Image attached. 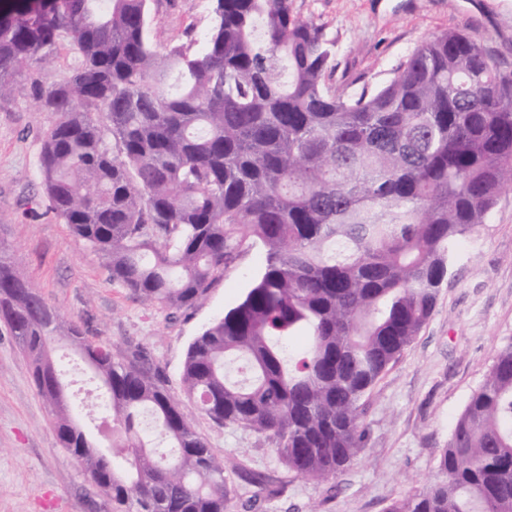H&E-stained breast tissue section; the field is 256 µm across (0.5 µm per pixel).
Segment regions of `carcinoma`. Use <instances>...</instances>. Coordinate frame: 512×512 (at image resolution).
I'll use <instances>...</instances> for the list:
<instances>
[{"mask_svg": "<svg viewBox=\"0 0 512 512\" xmlns=\"http://www.w3.org/2000/svg\"><path fill=\"white\" fill-rule=\"evenodd\" d=\"M76 63L49 80L53 51ZM336 40L292 0H213L205 33L157 50L149 0H0V98L26 75L55 120L48 209L151 306L203 302L242 247L263 265L189 344L184 392L330 482L380 377L432 316L454 249L512 186V71L457 30L374 89L339 88ZM0 322L30 360L58 444L116 512H227L224 459L137 350L63 322L0 247ZM94 364L75 404L50 343ZM112 423L96 439L86 421ZM110 448L105 460L100 448ZM385 512H512V343L457 417L437 478Z\"/></svg>", "mask_w": 512, "mask_h": 512, "instance_id": "carcinoma-1", "label": "carcinoma"}]
</instances>
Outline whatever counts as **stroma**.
<instances>
[{
    "label": "stroma",
    "instance_id": "1",
    "mask_svg": "<svg viewBox=\"0 0 512 512\" xmlns=\"http://www.w3.org/2000/svg\"><path fill=\"white\" fill-rule=\"evenodd\" d=\"M294 13L336 39L337 84L388 80L422 41L455 29L512 70V0H292ZM211 0H151L158 47L202 33ZM18 81L0 100V244L55 310L93 342L124 354L142 347L168 380L190 424L223 456L229 512H242L246 475L278 482L282 494L257 512H385L438 472L456 418L488 374L497 347L512 342V188L486 224L458 247L435 311L412 345L372 390L365 445L335 481L297 476L259 434L219 428L183 397L187 348L233 307L259 272L256 247L244 248L209 297L177 314L149 306L112 284L102 257L46 207L39 175L43 131L53 122ZM0 512H113L111 502L60 448L29 361L0 324Z\"/></svg>",
    "mask_w": 512,
    "mask_h": 512
}]
</instances>
